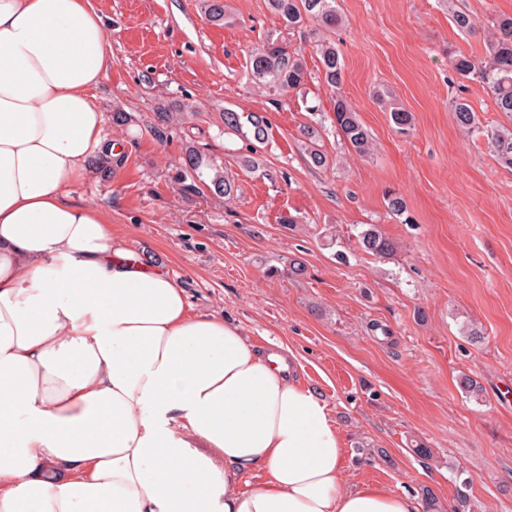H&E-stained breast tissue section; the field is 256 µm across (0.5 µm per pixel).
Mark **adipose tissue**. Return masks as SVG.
I'll use <instances>...</instances> for the list:
<instances>
[{"label":"adipose tissue","mask_w":512,"mask_h":512,"mask_svg":"<svg viewBox=\"0 0 512 512\" xmlns=\"http://www.w3.org/2000/svg\"><path fill=\"white\" fill-rule=\"evenodd\" d=\"M93 0H0V512H421L343 486L327 404L73 202L105 138ZM264 480L241 490L243 477Z\"/></svg>","instance_id":"obj_1"}]
</instances>
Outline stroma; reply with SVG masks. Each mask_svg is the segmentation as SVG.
Listing matches in <instances>:
<instances>
[{"instance_id": "35a3bbf8", "label": "stroma", "mask_w": 512, "mask_h": 512, "mask_svg": "<svg viewBox=\"0 0 512 512\" xmlns=\"http://www.w3.org/2000/svg\"><path fill=\"white\" fill-rule=\"evenodd\" d=\"M234 21L207 23L201 0H96L112 65L94 100L104 115L129 112L105 133L125 141L120 162L91 165L74 201L112 214L127 248L166 267L194 312L244 330L259 351L287 345L295 375L326 402L343 440L346 487L378 484L422 498L434 512H512V171L487 140L461 130L450 109L469 100L482 124L512 122L474 81L455 77L448 54H484L485 27L512 16V0H338L343 95L368 130L370 155L333 131L330 165L301 149L311 106L330 110L321 81L281 107L255 91L249 52L278 28L267 0H225ZM469 12L474 32L453 24ZM385 89L412 115L402 133L375 93ZM259 114L269 141L255 166L247 142L223 133L221 112ZM161 110L179 113L166 139L150 130ZM231 177V201L187 194L175 179L188 149ZM405 200L404 216L386 195ZM293 216L290 224L281 215ZM394 244L386 257L358 245L368 225ZM304 266L291 273L290 260ZM479 327L484 339L469 340ZM389 336H382V329ZM470 377L480 396L464 392ZM429 448L423 458L415 446Z\"/></svg>"}]
</instances>
